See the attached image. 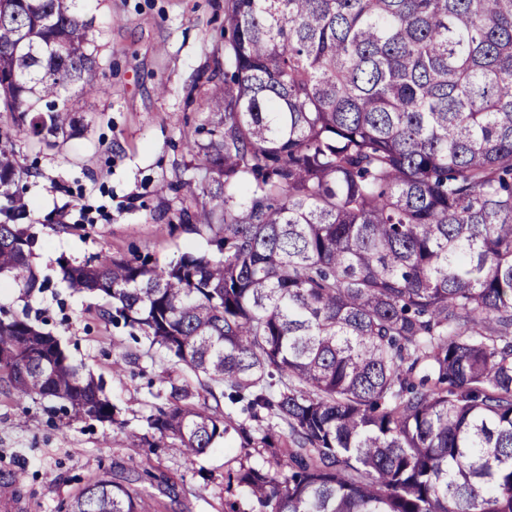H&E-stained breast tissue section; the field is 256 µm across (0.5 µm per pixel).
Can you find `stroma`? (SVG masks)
I'll list each match as a JSON object with an SVG mask.
<instances>
[{"label":"stroma","mask_w":512,"mask_h":512,"mask_svg":"<svg viewBox=\"0 0 512 512\" xmlns=\"http://www.w3.org/2000/svg\"><path fill=\"white\" fill-rule=\"evenodd\" d=\"M226 0H81L93 17L97 79L104 94L68 90L83 132L70 139H28L11 113L0 112V131L15 144L22 177L15 190L21 218L35 238L31 262L48 284L27 295L0 275V308L29 318L56 336L82 374L101 383L116 408L115 422L70 421L48 400L18 399L0 382V470L23 471L19 512H64L89 480L108 473L135 476L143 469L176 485L169 500L160 483L147 494L163 512H256L247 489L229 485L241 458L260 466L230 434L206 454L187 458L173 444L132 458L123 444L146 434L153 398L149 382L168 366L149 341L133 340L113 324L105 298L75 291L59 272L60 259L81 264L108 254L149 256L165 264L182 253H212L206 236L179 223V210L207 204L202 194L174 192L200 173L183 146L207 119L205 96L224 71Z\"/></svg>","instance_id":"stroma-1"}]
</instances>
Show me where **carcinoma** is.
I'll list each match as a JSON object with an SVG mask.
<instances>
[{
	"label": "carcinoma",
	"mask_w": 512,
	"mask_h": 512,
	"mask_svg": "<svg viewBox=\"0 0 512 512\" xmlns=\"http://www.w3.org/2000/svg\"><path fill=\"white\" fill-rule=\"evenodd\" d=\"M78 2L0 0V112L31 139L78 134L67 87L103 91ZM224 32L185 141L209 201L178 215L215 255L60 265L196 376L159 380L149 429L189 457L232 431L264 449L234 475L259 512H512V0H227ZM18 175L0 134V197ZM19 218L0 273L31 294ZM0 380L114 420L56 337L2 312ZM159 508L104 474L65 512Z\"/></svg>",
	"instance_id": "1"
}]
</instances>
